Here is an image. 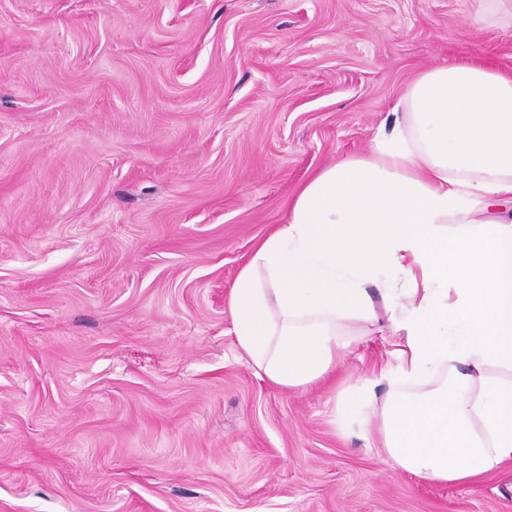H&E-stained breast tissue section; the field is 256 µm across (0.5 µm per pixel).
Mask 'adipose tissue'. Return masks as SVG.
I'll list each match as a JSON object with an SVG mask.
<instances>
[{"instance_id":"1","label":"adipose tissue","mask_w":512,"mask_h":512,"mask_svg":"<svg viewBox=\"0 0 512 512\" xmlns=\"http://www.w3.org/2000/svg\"><path fill=\"white\" fill-rule=\"evenodd\" d=\"M393 110L390 134L310 178L254 248L233 333L271 383L304 388L350 322L387 319L401 342L380 374L386 456L465 484L512 461V77L426 69Z\"/></svg>"}]
</instances>
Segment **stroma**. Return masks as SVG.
Masks as SVG:
<instances>
[{"mask_svg": "<svg viewBox=\"0 0 512 512\" xmlns=\"http://www.w3.org/2000/svg\"><path fill=\"white\" fill-rule=\"evenodd\" d=\"M457 60L512 75V0H0V512H512V463L429 482L340 430L389 330L284 390L228 311L300 188Z\"/></svg>", "mask_w": 512, "mask_h": 512, "instance_id": "1", "label": "stroma"}]
</instances>
